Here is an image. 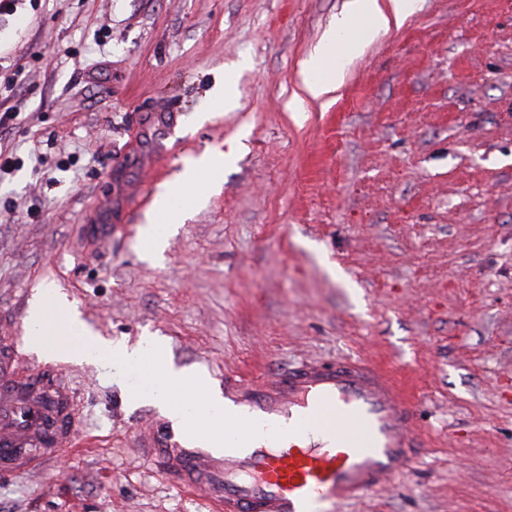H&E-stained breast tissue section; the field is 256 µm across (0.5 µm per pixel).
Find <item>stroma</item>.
Returning a JSON list of instances; mask_svg holds the SVG:
<instances>
[{"instance_id":"35a3bbf8","label":"stroma","mask_w":512,"mask_h":512,"mask_svg":"<svg viewBox=\"0 0 512 512\" xmlns=\"http://www.w3.org/2000/svg\"><path fill=\"white\" fill-rule=\"evenodd\" d=\"M345 2L20 0L0 15V113L15 115L0 126V336L66 380L86 431L38 475L0 478V512H207L154 462L171 424L132 404L130 379L105 360L53 369L33 347L48 285L101 338L164 337V359L219 387L307 361L388 370L425 446L339 512H512V0H423L293 111ZM228 76L236 107L191 124ZM206 153L232 160L148 263L140 226Z\"/></svg>"}]
</instances>
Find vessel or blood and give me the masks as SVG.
Masks as SVG:
<instances>
[{
	"label": "vessel or blood",
	"mask_w": 512,
	"mask_h": 512,
	"mask_svg": "<svg viewBox=\"0 0 512 512\" xmlns=\"http://www.w3.org/2000/svg\"><path fill=\"white\" fill-rule=\"evenodd\" d=\"M224 410L254 422L238 446L193 448L159 436L164 472L217 512H335L388 484L416 455L415 411L393 378L367 363H303L260 384L228 383ZM74 392L22 377L0 341V476L41 471L81 438Z\"/></svg>",
	"instance_id": "obj_1"
}]
</instances>
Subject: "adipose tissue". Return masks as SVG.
<instances>
[{
  "instance_id": "1",
  "label": "adipose tissue",
  "mask_w": 512,
  "mask_h": 512,
  "mask_svg": "<svg viewBox=\"0 0 512 512\" xmlns=\"http://www.w3.org/2000/svg\"><path fill=\"white\" fill-rule=\"evenodd\" d=\"M419 8V0H349L345 11L324 30L318 44L303 63L302 90L306 97L320 100L336 92L346 64L367 46L403 22ZM224 166L220 154H203L178 176V189H165L155 199L152 215L140 229L146 259L161 257L165 243L186 215L184 205L172 204L174 192L203 200L201 173Z\"/></svg>"
}]
</instances>
